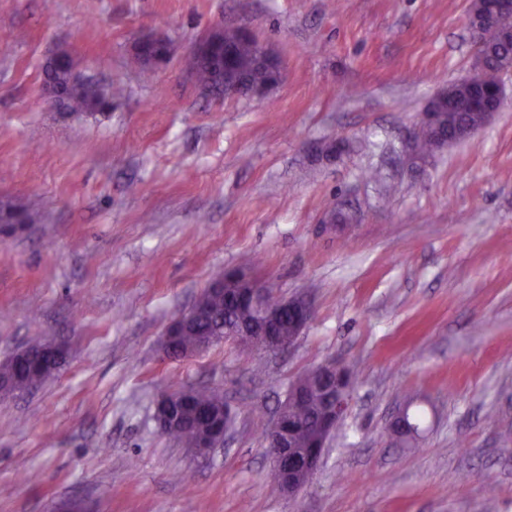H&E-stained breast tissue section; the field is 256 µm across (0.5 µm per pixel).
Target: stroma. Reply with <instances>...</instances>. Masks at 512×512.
<instances>
[{"instance_id": "obj_1", "label": "stroma", "mask_w": 512, "mask_h": 512, "mask_svg": "<svg viewBox=\"0 0 512 512\" xmlns=\"http://www.w3.org/2000/svg\"><path fill=\"white\" fill-rule=\"evenodd\" d=\"M471 0H0V360L48 339L64 366L0 399V512H512V71L471 137L409 159L428 103L475 71ZM239 27L284 63L225 99L183 51ZM165 35L156 65L133 47ZM120 89L101 114L45 102L50 59ZM342 140L349 149L325 152ZM349 212L325 223L332 210ZM306 298L289 349L167 359V326L219 271ZM338 360L349 406L312 479L270 493L289 385ZM205 385L233 415L208 457L153 420ZM423 418L418 447L391 436ZM188 391L184 390L176 395L158 396L154 401L153 417L159 427L164 428L173 424L177 419L178 404L184 399Z\"/></svg>"}]
</instances>
